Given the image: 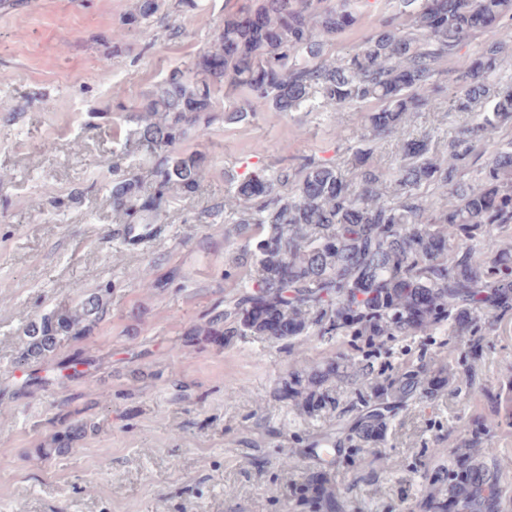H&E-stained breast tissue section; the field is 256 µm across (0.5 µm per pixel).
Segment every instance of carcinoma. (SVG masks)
Segmentation results:
<instances>
[{"instance_id": "1", "label": "carcinoma", "mask_w": 512, "mask_h": 512, "mask_svg": "<svg viewBox=\"0 0 512 512\" xmlns=\"http://www.w3.org/2000/svg\"><path fill=\"white\" fill-rule=\"evenodd\" d=\"M362 0H243L224 14L210 48L173 70L142 101L120 107L113 128L112 179L104 184L117 236L139 245L156 236L173 197H193L205 158L182 143L216 119L241 122L261 105L275 112H335L367 107L365 132L349 171L330 160L272 167L261 153L234 181L235 233L249 273L243 292L215 312L199 336H264L304 343L312 336L351 338L357 354L283 383L302 414L334 409L327 388L337 379L375 383L355 429L360 446L378 441L409 400L429 390L426 371L395 374L373 358L399 336H482L477 312L512 315V141L493 132L512 127V87L490 85L512 41V0H397L405 24L387 21L340 59L326 46L355 25ZM163 6L137 0L127 30L146 28ZM486 31L500 39L477 58L464 44ZM455 59L448 111L474 113L448 141V156L429 137H407L404 123L429 110ZM393 138L398 153L383 172L370 162L374 141ZM488 157L467 180L478 146ZM396 185L386 197V184ZM493 243L487 250L484 243ZM111 286L98 287L33 318L17 358L25 367L49 361L69 340L103 319ZM471 432L448 457V498H428L427 512H498V470L475 455L483 431ZM85 434L67 424L48 446V460ZM315 512H336L339 493L326 479L299 488Z\"/></svg>"}]
</instances>
